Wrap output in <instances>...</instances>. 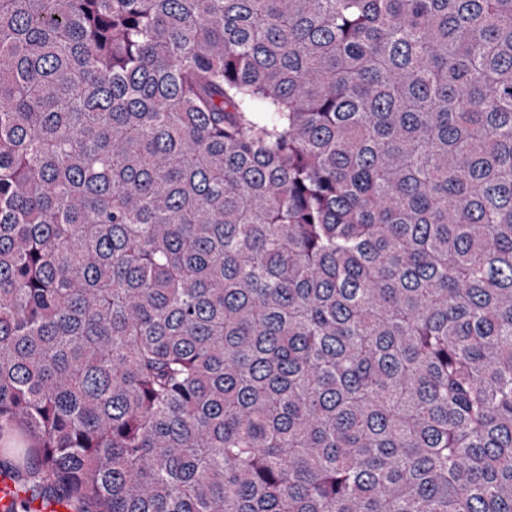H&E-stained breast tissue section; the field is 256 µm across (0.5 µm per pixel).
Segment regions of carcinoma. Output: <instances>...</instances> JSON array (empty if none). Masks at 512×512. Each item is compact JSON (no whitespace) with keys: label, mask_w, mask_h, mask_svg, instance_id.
I'll return each mask as SVG.
<instances>
[{"label":"carcinoma","mask_w":512,"mask_h":512,"mask_svg":"<svg viewBox=\"0 0 512 512\" xmlns=\"http://www.w3.org/2000/svg\"><path fill=\"white\" fill-rule=\"evenodd\" d=\"M4 512H512V0H0Z\"/></svg>","instance_id":"1"}]
</instances>
